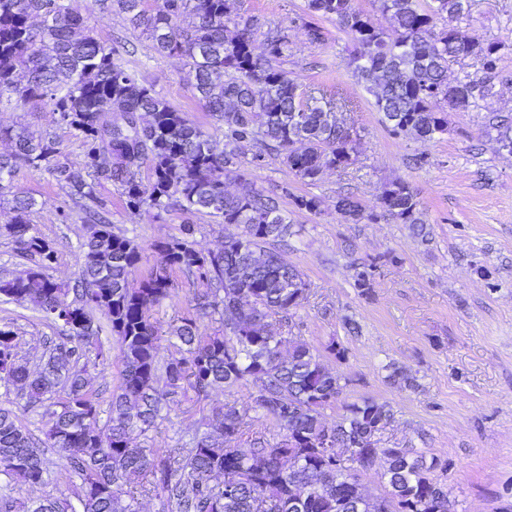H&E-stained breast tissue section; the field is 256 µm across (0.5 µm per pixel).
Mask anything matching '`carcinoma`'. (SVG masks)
Segmentation results:
<instances>
[{
  "mask_svg": "<svg viewBox=\"0 0 512 512\" xmlns=\"http://www.w3.org/2000/svg\"><path fill=\"white\" fill-rule=\"evenodd\" d=\"M93 2L128 15L157 53L190 60L196 96L222 131L224 148L217 150L208 129L119 62L115 48L91 34L65 0H0V95L9 92L18 109L51 102L54 123L79 132L85 155L83 168L74 169L61 161L56 138L1 129L12 148L0 154V188L20 166L45 170L85 201L91 221L71 302L69 289L47 274L55 251L30 225L34 198H15L11 220L0 227V236L14 239L27 259L23 269L0 275V296L30 301L63 328L59 343L32 367L18 359L16 333L0 327V374L24 406L42 405L63 391L47 409L43 441L14 410L0 407V472L37 487L46 481L44 450L66 458L80 480V510L48 496L31 512H139L135 483L141 480V489L169 512H448V485L431 476L443 468L437 458L380 447L392 410L361 399L327 421L324 410L343 393L342 377L318 349L272 330L271 319L286 322L302 306L305 282L272 246L296 235L280 208L279 195L288 187L279 195L258 188L244 149L254 148L257 161L276 153L295 177L313 185L324 170L352 163L348 128L330 113L355 112L357 101L336 84L313 94L287 77L277 66L288 56L281 28L269 30L265 52L255 53L258 19L235 13L232 0H160L151 11L145 0ZM377 8L393 33L353 8L352 0H306L302 30L309 43L323 44L328 20L349 36L351 64L392 135L405 128L430 138L447 130L448 113L467 112L496 95L501 46L462 33L468 0H377ZM466 57L481 61L483 76L448 80V62ZM104 112L122 113V123H101ZM489 128L496 144H512V118L495 115ZM146 162L151 179L145 184ZM104 181L117 188L132 215L151 212L160 219L177 207L216 218L224 225V246L197 249L195 225L183 224L180 235L152 244L159 260L136 277L143 248L92 210L101 206L97 188ZM379 204L383 217L420 223L415 194L402 181L387 184ZM336 211L355 223L375 218L349 195L337 198ZM174 272L205 279L211 288L195 296L196 315L173 328L177 342L161 369V336L149 312L173 298ZM72 311L94 337V312L103 313L117 340L121 382L104 430L98 394L77 365L92 351L102 360L105 353L98 341L74 334ZM200 317L218 327L201 329ZM248 382L256 386L251 403L224 404L211 430L190 447L137 444L178 394L191 391L205 400ZM263 420L279 427L278 442L254 430ZM377 464L381 492L357 508L359 472Z\"/></svg>",
  "mask_w": 512,
  "mask_h": 512,
  "instance_id": "1",
  "label": "carcinoma"
}]
</instances>
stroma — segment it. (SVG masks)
<instances>
[{"label":"stroma","instance_id":"obj_1","mask_svg":"<svg viewBox=\"0 0 512 512\" xmlns=\"http://www.w3.org/2000/svg\"><path fill=\"white\" fill-rule=\"evenodd\" d=\"M69 6L98 39L124 46L123 60L142 82L193 120L209 124L185 58L157 54L125 15L93 0H69ZM235 7L241 15L258 17L263 27L284 28L288 56L282 67L289 77L311 88L340 85L360 101L359 110L347 116L360 135L353 164L326 170L313 186L291 175L276 156L252 168L260 189L288 188L280 206L300 230L282 249L308 293L289 323L291 335L318 349L332 340L345 348V359L325 358L347 381L342 402L369 397L392 409L383 445L438 458L443 467L435 475L448 485L450 512H512V154L497 150L485 133L491 111L512 114V0H469L461 27L471 37L500 43L503 79L489 108L449 113L447 131L431 140L389 133L350 66L348 36L333 23L325 44L309 43L302 35L298 19L304 0H235ZM21 125L52 134L62 161L81 167L80 137L53 123L49 104L24 111L1 104L0 127ZM395 179L413 190L423 231L388 218L352 224L337 214L336 197L343 192L352 193L366 211H378L386 184ZM304 194L319 198L317 212L294 206V197ZM17 195L36 201L30 222L55 251L49 276L72 287L87 235L82 211L48 172L23 167L0 190V225L9 222ZM98 196L114 229L142 245L140 273L158 261L151 243L179 235L182 224L195 225L199 248L224 244L223 225L207 214L175 209L158 220L135 217L109 182L102 183ZM361 262L373 267L367 294L355 286L354 266ZM174 279L176 296L151 311L165 333L191 313L195 294L208 288L179 273ZM350 320L359 326L357 335L346 329ZM1 326L16 332L19 357L32 363L59 331L24 300L0 299ZM393 367L412 377V386L391 385L387 375ZM254 391L247 383L228 396L181 399L158 420L145 447H188L226 399L247 403ZM45 468L47 482L40 487L0 475V499L12 501L14 512H30L47 496L74 499L79 481L66 459L46 449Z\"/></svg>","mask_w":512,"mask_h":512}]
</instances>
